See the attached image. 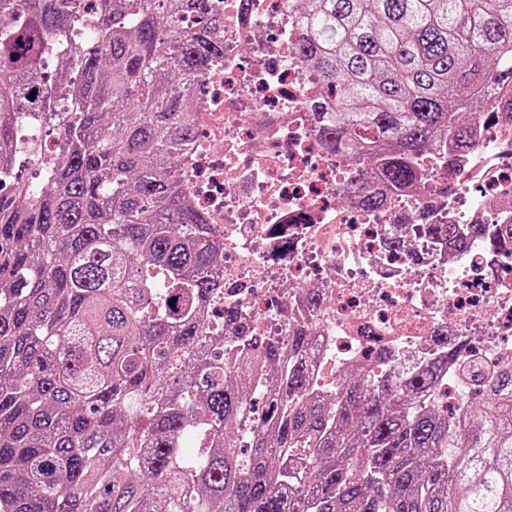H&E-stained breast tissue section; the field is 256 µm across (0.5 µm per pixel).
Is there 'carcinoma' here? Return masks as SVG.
Masks as SVG:
<instances>
[{"mask_svg": "<svg viewBox=\"0 0 512 512\" xmlns=\"http://www.w3.org/2000/svg\"><path fill=\"white\" fill-rule=\"evenodd\" d=\"M0 12V512H512V367L459 372L458 414L410 381L309 389L300 329L239 358L209 301L224 247L179 163L190 94L224 61L211 0H17ZM295 50L328 96L327 149L402 190L512 85V0H301ZM58 53V84L40 71ZM55 125L39 183L15 180Z\"/></svg>", "mask_w": 512, "mask_h": 512, "instance_id": "obj_1", "label": "carcinoma"}]
</instances>
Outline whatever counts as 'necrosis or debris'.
<instances>
[{"mask_svg":"<svg viewBox=\"0 0 512 512\" xmlns=\"http://www.w3.org/2000/svg\"><path fill=\"white\" fill-rule=\"evenodd\" d=\"M215 3L224 61L197 99L199 140L182 165L190 203L224 244L213 314L237 308L259 339L311 331L310 386L327 395L351 367L380 379L452 353L430 399L457 406L473 389L466 358L512 365V259L434 227L512 222V126L482 116L455 166L428 160L421 184L362 205L352 166L319 144L323 86L294 50L298 0ZM301 278L317 306L296 291Z\"/></svg>","mask_w":512,"mask_h":512,"instance_id":"obj_1","label":"necrosis or debris"}]
</instances>
